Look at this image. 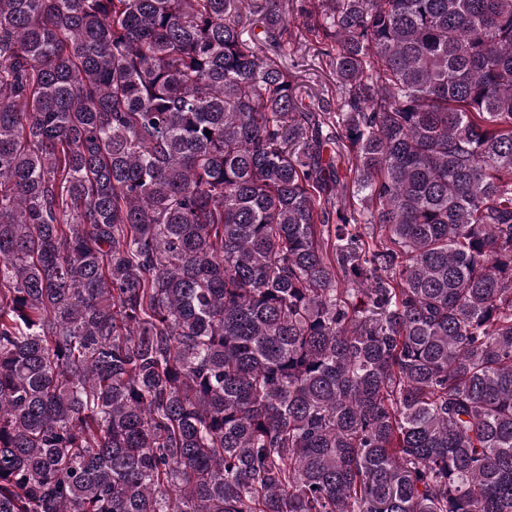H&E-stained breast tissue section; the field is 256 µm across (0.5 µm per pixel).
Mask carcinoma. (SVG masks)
Listing matches in <instances>:
<instances>
[{"label": "carcinoma", "instance_id": "obj_1", "mask_svg": "<svg viewBox=\"0 0 512 512\" xmlns=\"http://www.w3.org/2000/svg\"><path fill=\"white\" fill-rule=\"evenodd\" d=\"M0 512H512V0H0ZM322 38L321 33L308 35V41L288 55L285 65L299 77L297 94L304 105L317 102L318 97L323 93L327 94L328 90L330 98L333 96L336 108L340 105L336 76L326 66L325 57L318 55L323 46Z\"/></svg>", "mask_w": 512, "mask_h": 512}]
</instances>
